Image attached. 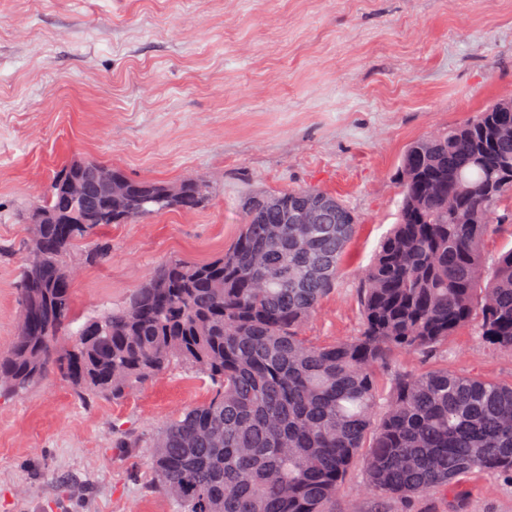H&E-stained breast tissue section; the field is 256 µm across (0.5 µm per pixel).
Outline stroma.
Listing matches in <instances>:
<instances>
[{"label": "stroma", "instance_id": "stroma-1", "mask_svg": "<svg viewBox=\"0 0 512 512\" xmlns=\"http://www.w3.org/2000/svg\"><path fill=\"white\" fill-rule=\"evenodd\" d=\"M511 97L512 0H0V352L20 316L21 213L79 159L199 178L210 199L81 240L78 254L106 241L111 257L75 279L77 317L122 305L169 258L223 254L249 192L316 188L357 225L306 334L355 336L406 147ZM447 354L449 370L512 380V353L474 326ZM210 397L184 366L117 400L57 376L0 395V512H176L151 485L148 443ZM389 512H512V483L476 472Z\"/></svg>", "mask_w": 512, "mask_h": 512}]
</instances>
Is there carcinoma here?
Listing matches in <instances>:
<instances>
[{
    "mask_svg": "<svg viewBox=\"0 0 512 512\" xmlns=\"http://www.w3.org/2000/svg\"><path fill=\"white\" fill-rule=\"evenodd\" d=\"M132 203L147 218L194 212L207 201L194 178L164 195L165 183L134 180ZM397 222L359 288L357 335L321 343L303 334L336 285L357 223L337 203L335 224H290L314 188L245 197V222L224 254L205 263L175 258L120 307L75 323L72 283L60 266L101 225L106 195L93 169L68 163L40 205L76 224H36L44 264L22 268L21 316L0 354V389L27 390L59 374L87 395L128 390L185 364L213 396L152 437L154 486L177 512H333L355 465L379 504H408L448 490L463 476L512 479V381L448 371L393 369L400 354L438 353L477 323L483 340L512 352V247L488 269L483 242L512 223V98L466 122L411 143L395 172ZM84 184L81 204L68 185Z\"/></svg>",
    "mask_w": 512,
    "mask_h": 512,
    "instance_id": "carcinoma-1",
    "label": "carcinoma"
}]
</instances>
